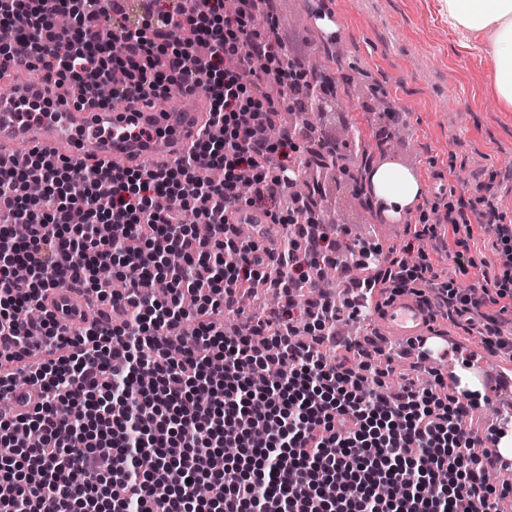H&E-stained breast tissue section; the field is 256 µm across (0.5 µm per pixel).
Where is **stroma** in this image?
Returning <instances> with one entry per match:
<instances>
[{
    "label": "stroma",
    "mask_w": 512,
    "mask_h": 512,
    "mask_svg": "<svg viewBox=\"0 0 512 512\" xmlns=\"http://www.w3.org/2000/svg\"><path fill=\"white\" fill-rule=\"evenodd\" d=\"M310 12L332 14L336 36L331 44L340 58L328 75L340 105L324 132L337 138L342 127L355 126L373 147L367 155L341 146L346 171H335L324 191L344 212L347 229L336 236L349 243L350 230L363 228L386 257L403 255L413 245L407 232L390 237V225L371 198L370 174L384 156L404 161L424 187L418 202L436 224L435 242L425 243L430 262L442 279L466 290L477 271L497 273L495 238L473 226L468 241L470 264L459 265L455 236L447 221L449 207L473 196L476 185L503 223L512 222V111L503 110L491 85L493 63L484 53L459 47L438 0H302ZM384 96L412 131L411 139L381 153L385 140L376 120V96ZM360 198H352L353 189ZM459 355L497 366L500 356L476 333L443 315L434 316Z\"/></svg>",
    "instance_id": "35a3bbf8"
}]
</instances>
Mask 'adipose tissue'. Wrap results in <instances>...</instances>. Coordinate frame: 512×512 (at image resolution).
<instances>
[{
    "instance_id": "adipose-tissue-1",
    "label": "adipose tissue",
    "mask_w": 512,
    "mask_h": 512,
    "mask_svg": "<svg viewBox=\"0 0 512 512\" xmlns=\"http://www.w3.org/2000/svg\"><path fill=\"white\" fill-rule=\"evenodd\" d=\"M443 7L462 47L476 44L491 56L497 99L512 108V0H443ZM371 180L376 203L390 218L400 217L423 191L414 174L391 163L378 167Z\"/></svg>"
}]
</instances>
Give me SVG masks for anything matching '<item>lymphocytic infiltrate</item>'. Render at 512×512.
<instances>
[{
	"mask_svg": "<svg viewBox=\"0 0 512 512\" xmlns=\"http://www.w3.org/2000/svg\"><path fill=\"white\" fill-rule=\"evenodd\" d=\"M146 2L125 23L114 0L107 43L89 0H0V22L17 30L46 81L92 96L108 85L132 103L177 86L210 102L190 154L165 168L75 165L36 152L0 167V400L22 384L39 394L34 407L0 414V512H103L106 501L112 512H497L512 485L491 482L494 462L475 454L462 428L478 392L406 376L385 394L389 372L358 340L349 347L360 365L321 356L355 304L322 288L336 239L316 218L293 223L280 199L311 157L336 152L321 140L300 146L291 129L268 137L287 100L317 95L314 76L283 64L275 17L256 20V0H237L231 14L224 0ZM63 11L73 18L65 32L54 23ZM15 47L0 45V61ZM200 155L223 167L221 183L200 176ZM33 180L44 185L40 196L26 192ZM238 208L289 226L300 248L241 236L228 217ZM185 209L196 224L182 222ZM474 222L512 243V224L485 197L451 220L456 229ZM390 265L394 292L421 298L436 287L449 318L477 327L485 345L512 349L484 312L512 299V281L461 293L426 260ZM103 266L122 289L98 279ZM272 267L306 298L260 314L241 309V294ZM158 280L167 297L153 294ZM67 287L111 302V321L69 336L47 313L27 319L29 307ZM189 321L192 347L182 336ZM22 427L39 432L38 445L18 441Z\"/></svg>",
	"mask_w": 512,
	"mask_h": 512,
	"instance_id": "obj_1",
	"label": "lymphocytic infiltrate"
}]
</instances>
